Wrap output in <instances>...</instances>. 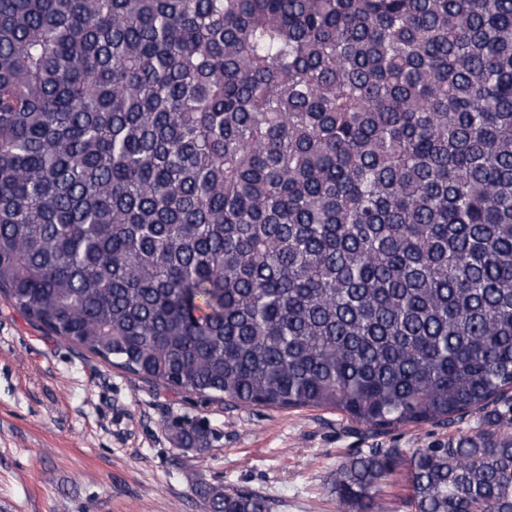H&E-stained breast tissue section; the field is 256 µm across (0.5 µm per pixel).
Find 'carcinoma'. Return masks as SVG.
<instances>
[{
	"mask_svg": "<svg viewBox=\"0 0 512 512\" xmlns=\"http://www.w3.org/2000/svg\"><path fill=\"white\" fill-rule=\"evenodd\" d=\"M0 293L208 399L475 414L336 499L512 512V0H0ZM407 476L405 471H397L386 480L382 512H411L407 506Z\"/></svg>",
	"mask_w": 512,
	"mask_h": 512,
	"instance_id": "1",
	"label": "carcinoma"
}]
</instances>
